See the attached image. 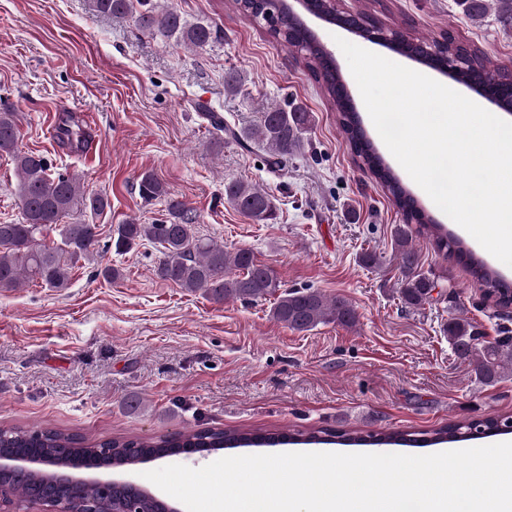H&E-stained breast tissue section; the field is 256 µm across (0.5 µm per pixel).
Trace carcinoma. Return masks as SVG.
Listing matches in <instances>:
<instances>
[{
  "label": "carcinoma",
  "mask_w": 512,
  "mask_h": 512,
  "mask_svg": "<svg viewBox=\"0 0 512 512\" xmlns=\"http://www.w3.org/2000/svg\"><path fill=\"white\" fill-rule=\"evenodd\" d=\"M456 3L471 19L493 14L503 26H512V0H456ZM232 6L249 21L270 16L277 23L272 32L283 46H304L306 55L300 60L321 85L330 104L340 112L341 128L361 166L380 181L403 211L404 225L396 230L394 254L402 273L399 295L403 303L409 308L420 307L432 298L431 292L435 289L434 281L418 270L417 253L411 244L413 234L425 231L436 239L439 248L459 258L468 257L470 272L486 295L495 298L500 305L512 304V285L471 256L460 240L442 231L441 225L429 223L390 169L382 165L373 144L364 137L354 114L348 110L347 95L333 61L324 57L309 32L288 14V5H282L279 15L271 0H232ZM88 7L97 16L131 18L140 31L174 39L188 48H202L221 38L220 29L207 22L188 20L179 8L164 0H88ZM398 46L405 55L428 61L432 60L430 49L435 47L439 59L451 57L460 61L470 73L471 82L495 90L500 107L512 111V92L502 82L507 77L508 68L493 63L481 50L443 34L438 38H404L398 41ZM205 116L213 130L230 135L241 145L246 147L252 141L261 144L273 166L282 164L304 146V135L311 122V114L301 106L287 110L270 104L261 108L259 122L240 135L224 124L220 113L207 112ZM88 136L86 129L80 125L75 127L67 120L60 126L59 141L74 151L82 149ZM18 139L16 114L1 111L0 153L11 156L15 165L22 222L0 224V293L12 292L27 282L47 288H65L79 261L91 260L110 249L124 254L147 242L159 247L161 254L155 266L157 278L188 292L200 291L215 303L249 302L274 296L272 317L291 330L310 331L330 322L355 325L356 312L346 300L329 298L311 288H285L275 271L258 263L250 250L241 248L229 252L224 249V244L199 235L194 208L172 197L164 183L149 171L140 176L139 194L147 203L167 199L165 217L155 224H139L131 219L117 225L111 240L101 242L99 225L87 223L84 217L103 213L110 207L108 197L85 190L74 174L51 171L44 157L19 150ZM224 199L257 224L267 223L275 214L273 197L252 183L237 180L225 183ZM66 215H77L79 219L72 224H59ZM413 223L416 224L414 228L411 227ZM56 226L59 227L60 242L49 245L44 242V232ZM444 333L455 350L470 360L480 381L494 383L505 373H512V337L503 336L492 342L482 340L479 328L457 304ZM502 426L503 422L487 418L440 428L424 439H417L411 433L365 436L345 433L340 436V442L377 445L444 443L495 434ZM260 439L264 436L208 428L178 437L108 439L86 446L81 439L55 429L0 428V448L17 454L42 455L51 465L44 470L34 468L4 474V481L25 500L43 497L45 487L67 472L72 460L79 455L128 465L144 455L169 456L177 448L250 447ZM54 499L68 512H82L98 500V492L88 487L76 496L69 488L61 487Z\"/></svg>",
  "instance_id": "cac0c4a2"
}]
</instances>
